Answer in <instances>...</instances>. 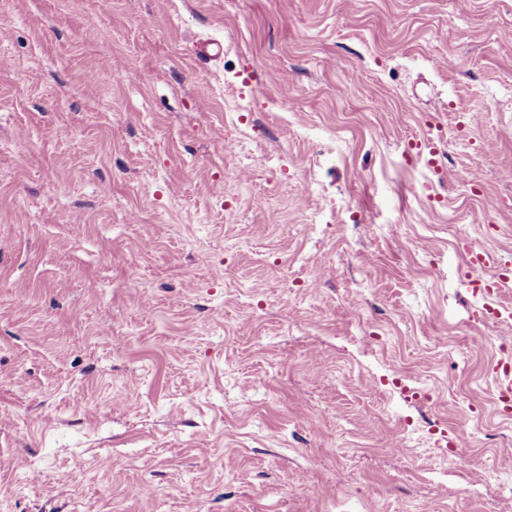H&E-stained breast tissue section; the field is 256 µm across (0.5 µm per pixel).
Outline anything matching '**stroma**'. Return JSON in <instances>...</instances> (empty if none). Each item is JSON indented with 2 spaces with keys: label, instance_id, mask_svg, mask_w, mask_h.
<instances>
[{
  "label": "stroma",
  "instance_id": "1",
  "mask_svg": "<svg viewBox=\"0 0 512 512\" xmlns=\"http://www.w3.org/2000/svg\"><path fill=\"white\" fill-rule=\"evenodd\" d=\"M472 247L512 0H0V512H512Z\"/></svg>",
  "mask_w": 512,
  "mask_h": 512
}]
</instances>
